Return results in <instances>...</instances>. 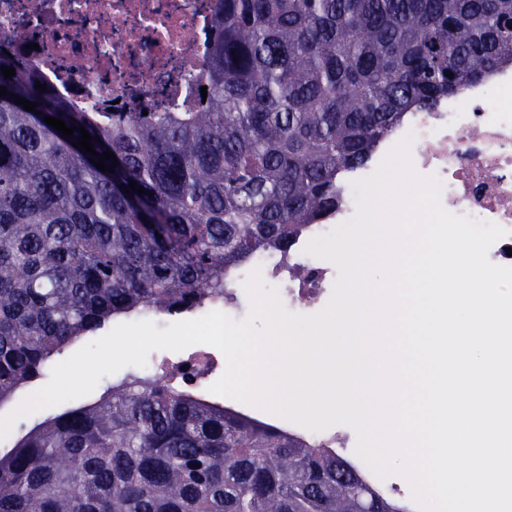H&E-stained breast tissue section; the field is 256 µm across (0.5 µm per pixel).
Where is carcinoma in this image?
Returning a JSON list of instances; mask_svg holds the SVG:
<instances>
[{
	"instance_id": "carcinoma-1",
	"label": "carcinoma",
	"mask_w": 512,
	"mask_h": 512,
	"mask_svg": "<svg viewBox=\"0 0 512 512\" xmlns=\"http://www.w3.org/2000/svg\"><path fill=\"white\" fill-rule=\"evenodd\" d=\"M220 2L207 98L186 109L114 118L0 55V86L37 104L0 97V407L114 317L190 308L256 251L288 254L405 113L512 64V0ZM46 116L84 126L115 172ZM0 512L407 509L334 448L130 375L0 453Z\"/></svg>"
}]
</instances>
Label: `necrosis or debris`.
Returning <instances> with one entry per match:
<instances>
[{
	"label": "necrosis or debris",
	"mask_w": 512,
	"mask_h": 512,
	"mask_svg": "<svg viewBox=\"0 0 512 512\" xmlns=\"http://www.w3.org/2000/svg\"><path fill=\"white\" fill-rule=\"evenodd\" d=\"M214 0H0V32L36 28L28 52L37 72L57 93L94 111L150 109L153 101L186 102L204 65L212 35ZM96 43L88 53V43ZM414 133L410 160L416 174L436 177L449 212L495 223L506 236L495 241L489 260L512 266V66L492 73L432 111L409 113L375 153L376 160ZM334 217L309 225L292 251L255 253L249 267L224 275V295L205 306L232 319L242 317L238 288L251 270L277 287L285 309L304 314L320 302L338 275L329 261L304 253L305 244L336 225ZM224 367L216 350L190 346L178 359L162 357L152 373L193 389Z\"/></svg>",
	"instance_id": "obj_1"
}]
</instances>
